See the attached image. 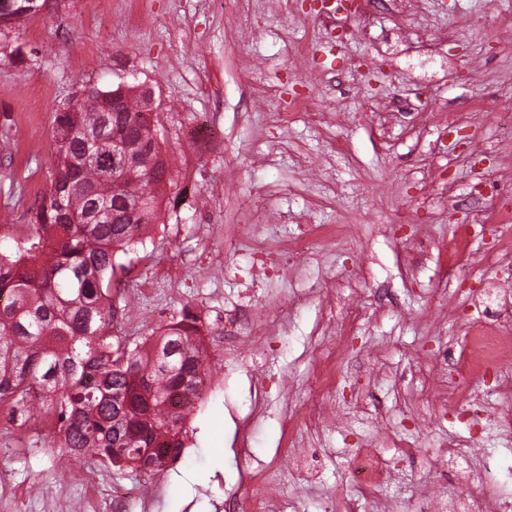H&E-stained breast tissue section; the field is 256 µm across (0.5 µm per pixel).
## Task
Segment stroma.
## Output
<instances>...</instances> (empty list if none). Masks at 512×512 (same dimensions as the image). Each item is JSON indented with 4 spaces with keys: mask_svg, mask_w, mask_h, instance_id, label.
Here are the masks:
<instances>
[{
    "mask_svg": "<svg viewBox=\"0 0 512 512\" xmlns=\"http://www.w3.org/2000/svg\"><path fill=\"white\" fill-rule=\"evenodd\" d=\"M507 18L512 0H374L331 23L301 0H49L42 16L0 31V250L52 187L59 109L88 86L146 85L169 178L150 239L129 255L116 332L136 342L182 312L214 324L251 302L268 332L238 357L210 351L181 453L150 478L69 459L53 433H24L0 414V512H83L89 495L95 512L120 496L128 512H226L228 490L250 500L249 473L287 447L295 401L320 400L332 347L347 359L334 372L346 415L301 431L320 457L314 484L289 475L291 512L349 492L351 459L369 444L396 474L379 498L429 481L456 493L470 464L443 462L451 437L500 461L495 484L511 497L512 439L488 419L452 404L420 424L428 393L466 386L491 409L501 399L492 373L465 378L436 357L463 349L490 284L512 290L511 232L483 238L473 225L471 260H445L450 215L477 207L497 224L512 209V134L486 101L512 94ZM366 61L384 65L385 91L370 92ZM416 91L425 110L462 115L463 148H451V128L405 122L396 105ZM202 124L219 148L198 156L190 141ZM490 172L498 189L476 201ZM306 222L348 230L280 275L254 268L260 285L245 291L234 267ZM402 440L415 456L397 455ZM86 467L90 485L73 478Z\"/></svg>",
    "mask_w": 512,
    "mask_h": 512,
    "instance_id": "obj_1",
    "label": "stroma"
}]
</instances>
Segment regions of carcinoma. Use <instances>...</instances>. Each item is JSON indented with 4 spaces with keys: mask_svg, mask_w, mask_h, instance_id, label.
Masks as SVG:
<instances>
[{
    "mask_svg": "<svg viewBox=\"0 0 512 512\" xmlns=\"http://www.w3.org/2000/svg\"><path fill=\"white\" fill-rule=\"evenodd\" d=\"M40 0H0V29ZM137 85L94 88L79 112L58 113L50 193L31 223L0 252V406L21 426L51 422L67 452L93 464L133 460L152 449L154 471L180 453L181 425L205 384L208 354L197 349L196 318L129 343L115 333L117 262L144 244L156 223L168 167ZM100 143L87 134L102 127ZM136 155L138 177L112 188V139ZM143 381L152 403H128Z\"/></svg>",
    "mask_w": 512,
    "mask_h": 512,
    "instance_id": "cac0c4a2",
    "label": "carcinoma"
}]
</instances>
